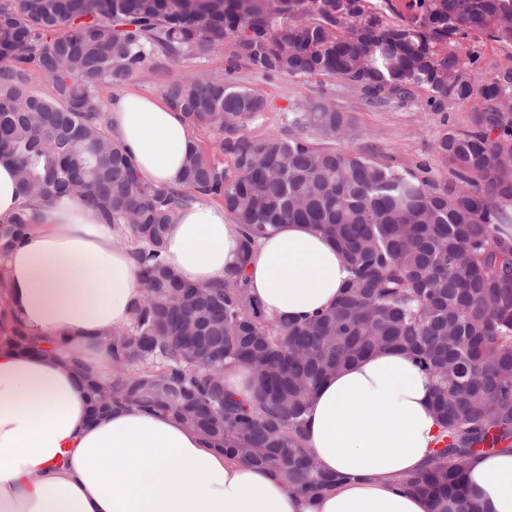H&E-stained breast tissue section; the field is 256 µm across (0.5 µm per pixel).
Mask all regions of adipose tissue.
<instances>
[{
  "instance_id": "ef3b65f1",
  "label": "adipose tissue",
  "mask_w": 512,
  "mask_h": 512,
  "mask_svg": "<svg viewBox=\"0 0 512 512\" xmlns=\"http://www.w3.org/2000/svg\"><path fill=\"white\" fill-rule=\"evenodd\" d=\"M107 118L145 182L180 186L195 145L182 113L129 91L112 99ZM24 209L26 240L0 259L10 310L57 351L21 352L0 339V512H438L397 487L428 464L440 430L429 376L400 351L337 371L310 399L308 449L323 471L354 476L320 495L294 492L275 471L213 448L166 413L116 405L91 419L70 361L111 380L108 333L130 325L142 304L141 270L81 196L29 201L14 165L0 159V223ZM240 244L223 207L198 202L176 214L165 256L184 282L220 285ZM245 275L265 315L291 321L336 304L348 272L326 236L283 224L261 240ZM465 481L477 512H512V452L474 455Z\"/></svg>"
}]
</instances>
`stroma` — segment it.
Returning <instances> with one entry per match:
<instances>
[{"label": "stroma", "mask_w": 512, "mask_h": 512, "mask_svg": "<svg viewBox=\"0 0 512 512\" xmlns=\"http://www.w3.org/2000/svg\"><path fill=\"white\" fill-rule=\"evenodd\" d=\"M462 51L479 55L478 72L485 81H492L502 70L512 69V47H504L483 35H471L463 40ZM224 51L209 48L196 55L171 62L163 57L150 58L143 69L120 84L103 80L97 86L101 107H108L117 95L136 88L147 94H162L173 79L199 71L223 75ZM237 82L263 95L269 107L263 129L284 136H294L298 127L287 120V113L297 111L308 100L327 97L337 109L349 113L356 126L354 137L338 141L340 149H357L377 161L398 168H425L428 178L443 183L451 177L449 163L443 161L435 144L444 124L459 129L469 128L479 108L478 102L464 101L449 104L446 113L432 112L420 105L392 102L382 107L366 105L359 92L345 81L334 77L304 75L265 79L240 70Z\"/></svg>", "instance_id": "stroma-1"}]
</instances>
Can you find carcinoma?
Wrapping results in <instances>:
<instances>
[{
    "mask_svg": "<svg viewBox=\"0 0 512 512\" xmlns=\"http://www.w3.org/2000/svg\"><path fill=\"white\" fill-rule=\"evenodd\" d=\"M394 21L368 0H17L0 3V157L17 168L31 200L78 191L129 239L146 297L132 323L110 336L112 401L168 413L215 446L278 472L293 490L319 495L356 479L319 469L305 446L306 406L324 379L379 350L412 355L429 375L442 430L428 465L398 481L446 512H475L462 485L479 450L512 451V70L493 82L478 57L455 50L470 34L512 46V0H407ZM227 54L225 74L175 79L169 104L189 126L218 132L220 166L197 148L182 186L143 181L112 134L96 83H119L161 55L207 47ZM330 76L370 104L425 92L433 112L478 99L467 130L447 129L436 151L452 166L441 184L383 164L336 141L353 125L323 99L293 113L300 134L244 133L266 99L235 73ZM41 72L53 95L27 89ZM219 199L241 230V263L202 292L168 266L164 243L176 213ZM31 224L0 223V257ZM281 224H308L344 254L340 301L302 322L265 317L242 277L261 239ZM36 343L12 314L0 329ZM247 363L250 401L224 389V368Z\"/></svg>",
    "mask_w": 512,
    "mask_h": 512,
    "instance_id": "carcinoma-1",
    "label": "carcinoma"
}]
</instances>
